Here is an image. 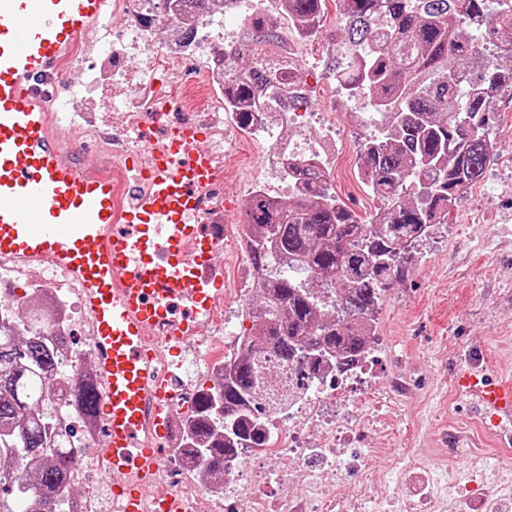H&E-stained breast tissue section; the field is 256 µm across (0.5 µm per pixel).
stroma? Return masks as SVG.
Listing matches in <instances>:
<instances>
[{
	"label": "stroma",
	"mask_w": 512,
	"mask_h": 512,
	"mask_svg": "<svg viewBox=\"0 0 512 512\" xmlns=\"http://www.w3.org/2000/svg\"><path fill=\"white\" fill-rule=\"evenodd\" d=\"M337 15L334 0H329L324 35L302 44L296 64L308 79L310 111L332 113L336 137L345 147L331 176L336 196L368 221L379 213L381 203L369 195L358 170L360 144L375 129L350 123L354 104L344 100L323 69L333 51L328 34L337 27ZM494 130L497 146L485 174L511 179L512 100L499 101ZM233 140L237 164L224 170L228 217L216 262L224 268V318L235 334L246 305L245 297L235 291L254 285L239 237L245 206L239 185L250 168L259 167L262 152L247 133L235 132ZM410 266L409 276L383 292L374 311L376 336L385 343L376 369L385 377L409 373L416 394L396 409L375 406L362 392L357 398L369 417L386 418L396 442L413 443L434 454L442 430L474 438V446L460 448L455 476L462 485L479 480L491 487L490 474H477L472 459L479 454L487 466H495L498 459H512V444L502 443L477 414L460 405L445 378L469 357L486 359L495 370H512V194L490 198L472 186L451 204L447 223L435 225L412 245Z\"/></svg>",
	"instance_id": "35a3bbf8"
}]
</instances>
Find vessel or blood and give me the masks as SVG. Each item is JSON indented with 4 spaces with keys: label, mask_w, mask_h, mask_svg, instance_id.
Here are the masks:
<instances>
[{
    "label": "vessel or blood",
    "mask_w": 512,
    "mask_h": 512,
    "mask_svg": "<svg viewBox=\"0 0 512 512\" xmlns=\"http://www.w3.org/2000/svg\"><path fill=\"white\" fill-rule=\"evenodd\" d=\"M112 0H0V260L50 261L80 288L96 358L100 466L120 512H148L143 483L166 462L177 373L162 375L154 328L171 357L196 341L218 289L186 251L188 225L216 180L207 135L185 125L154 148L145 189L122 194L96 172L79 139L50 127L59 61L108 15ZM454 386L486 427L512 440V377L470 359Z\"/></svg>",
    "instance_id": "1"
}]
</instances>
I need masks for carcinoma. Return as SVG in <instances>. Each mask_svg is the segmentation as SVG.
<instances>
[{
    "label": "carcinoma",
    "mask_w": 512,
    "mask_h": 512,
    "mask_svg": "<svg viewBox=\"0 0 512 512\" xmlns=\"http://www.w3.org/2000/svg\"><path fill=\"white\" fill-rule=\"evenodd\" d=\"M234 0H158L147 31L195 43L205 17L221 18ZM326 0H284V24L261 12L247 43L211 48L214 81L238 126L251 129L257 90L267 82L250 64L271 53L289 29L296 39L321 33ZM339 50L324 69L340 93L370 98L388 115L383 136L361 144V162L376 184L384 217L372 222L336 198L330 175L299 162L298 194L276 199L256 187L246 202L240 238L256 282L246 307L251 326L239 349L224 359L216 383L200 388L184 415L181 445L214 485L224 484V458L263 441L261 416L306 390L305 379L325 361L352 364L365 343L360 328L372 321L381 295L409 273L408 250L434 224L448 223V207L479 183L490 157L495 108L485 90L512 98V68L486 54L499 30L512 32V0H337ZM295 88L288 109L309 105L296 67L284 78ZM63 305L13 293L0 298V512H65L69 469L79 449L55 443L47 419L57 388L83 416L93 414L92 377L54 375L57 351L73 332ZM232 428L227 429L224 423Z\"/></svg>",
    "instance_id": "1"
}]
</instances>
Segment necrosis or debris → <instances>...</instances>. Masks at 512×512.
<instances>
[{
  "instance_id": "necrosis-or-debris-1",
  "label": "necrosis or debris",
  "mask_w": 512,
  "mask_h": 512,
  "mask_svg": "<svg viewBox=\"0 0 512 512\" xmlns=\"http://www.w3.org/2000/svg\"><path fill=\"white\" fill-rule=\"evenodd\" d=\"M268 18H278L279 0H238L233 13L234 26L224 22L207 24L210 38L234 46L245 42L253 10ZM174 42L154 45L150 32L139 24L106 30L101 38L100 59L84 68L80 82L70 84L72 99L91 103L99 112L112 115L106 126L89 124L82 133L90 142L109 150L112 172L121 188H141L151 163L144 143L146 131L163 133L190 124L202 127L210 140L217 164L232 161L230 114L223 102L203 107L173 96L164 66V56L175 53ZM136 87L133 99H126L127 87ZM256 130L269 133L288 131L285 140L268 143L262 165L251 175L258 186L285 195L298 191L289 177L291 166L301 160L318 163L325 170L336 166V153L329 146L336 140L333 121L309 126L301 113L284 108L261 109L253 115ZM44 293L66 288L63 299L68 323L76 331H90L89 319L76 288L65 285L62 275L46 267L31 270ZM377 345L361 355L349 381L326 374L313 389L268 422V434L257 448L243 450L228 460L223 488L208 484L188 460L172 454L159 477L144 489L147 500L170 492L179 493L190 505V512H385L386 503L395 501L399 512H468V495L454 503H444L435 493H423L420 483L439 484L448 477L447 469L436 470L415 449L402 447L389 459L383 472L365 467L360 456L349 450L367 434L369 425L353 404L350 382L363 383L371 399L402 401L411 388L402 377L380 380L374 360ZM347 494H340V487Z\"/></svg>"
}]
</instances>
